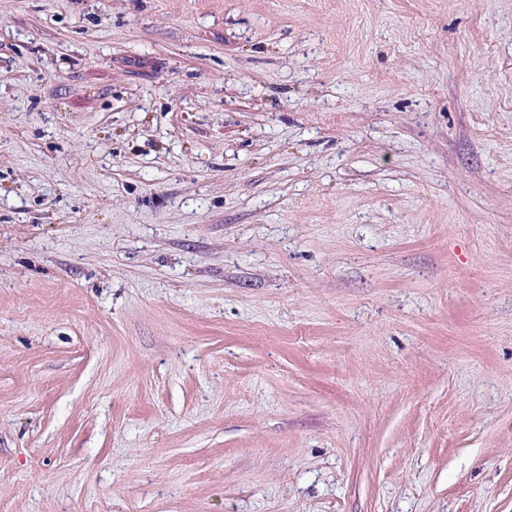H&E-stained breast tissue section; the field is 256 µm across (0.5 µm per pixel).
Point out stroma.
I'll return each mask as SVG.
<instances>
[{"instance_id":"1","label":"stroma","mask_w":512,"mask_h":512,"mask_svg":"<svg viewBox=\"0 0 512 512\" xmlns=\"http://www.w3.org/2000/svg\"><path fill=\"white\" fill-rule=\"evenodd\" d=\"M0 512H512V0H0Z\"/></svg>"}]
</instances>
